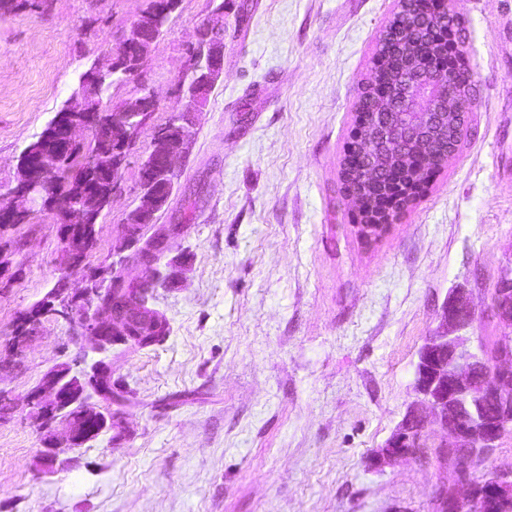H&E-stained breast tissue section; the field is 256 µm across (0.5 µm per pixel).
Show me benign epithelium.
I'll return each mask as SVG.
<instances>
[{"label":"benign epithelium","instance_id":"1","mask_svg":"<svg viewBox=\"0 0 512 512\" xmlns=\"http://www.w3.org/2000/svg\"><path fill=\"white\" fill-rule=\"evenodd\" d=\"M430 6L431 12L445 23L446 58H436L414 70V75L400 87L396 100L370 84V97L376 105L370 112L356 113L354 137L363 161L359 172L370 182L386 178L385 158L405 153L409 145H420L424 133L448 117L456 119L459 137L467 132L469 114L477 99L476 84L469 83L463 94L450 95L442 81L450 66L467 67L465 57L456 53L460 14L449 0H431ZM148 50L139 36L126 34L108 65L94 67L85 78L90 81L94 74L105 70L128 76L139 66L129 70L127 65L142 61ZM223 73L224 32L213 29L208 21L197 32L181 111L156 133L140 163V203L125 215L122 236L113 248L119 259L112 262V271L128 262L121 253L133 247L136 266L147 269L157 264V252L169 250L170 232L148 236L146 229L167 207L172 195L177 163L190 144V116L203 109ZM153 109L154 95L150 92L120 112H58L39 145L19 160L16 185L10 192L12 202L0 205V230L5 232L22 223L39 207H55L60 216L65 268L58 284L23 312L20 328L0 360L17 359L36 328L49 316L71 322L74 336L90 338L95 348L107 337L130 334L124 315L111 307L96 305V298L107 286V272L90 270L85 261L97 245V221L112 205L133 137ZM84 130L98 132L112 141V160L102 163L88 158L93 185L82 189L81 206L74 209L59 192L58 175L61 159L80 145L77 134ZM425 188L423 182L400 191L379 215L357 225L358 235L365 240L380 237ZM80 270L84 271V287H70L68 273ZM491 317L501 328L512 330V277L499 282ZM474 319L470 289H452L443 303L439 325L417 352L413 382L417 399L374 454L372 465L382 468L400 459L418 457L424 448L436 447L449 453L454 469L452 481L438 493L437 512H512V469L478 480L473 476L476 455L467 452L478 448L482 456L489 457L512 432V347L491 354L480 344L472 345V337L466 332ZM80 364L81 360L76 359L71 364L57 365L27 395V405L43 432L41 456L45 460H54L64 448L95 440L88 431L87 417L95 419L102 431L109 427V416L98 408L83 411L77 417L67 413L69 407L83 402L84 370H75ZM430 423L439 428L437 444L430 443L425 434ZM59 424L64 428L61 434L56 431Z\"/></svg>","mask_w":512,"mask_h":512}]
</instances>
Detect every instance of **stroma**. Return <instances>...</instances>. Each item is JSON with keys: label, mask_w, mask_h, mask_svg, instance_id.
Returning <instances> with one entry per match:
<instances>
[{"label": "stroma", "mask_w": 512, "mask_h": 512, "mask_svg": "<svg viewBox=\"0 0 512 512\" xmlns=\"http://www.w3.org/2000/svg\"><path fill=\"white\" fill-rule=\"evenodd\" d=\"M477 104L456 156L379 238L361 239L340 165L361 86L396 0H228L224 74L179 163L159 225L176 227L159 276L170 324L158 346L112 350V388L131 390L121 440L104 432L53 462L26 397L78 358L43 320L0 391V512H435L451 478L437 456L368 466L414 400L417 351L454 288L472 291L473 333L496 336L491 296L512 277V0H454ZM146 0H40L0 17V196L24 149L129 30ZM212 0H180L137 73L155 109L136 134L92 269L112 262L138 171L181 109L196 32ZM57 211L7 231L0 349L62 274Z\"/></svg>", "instance_id": "stroma-1"}]
</instances>
